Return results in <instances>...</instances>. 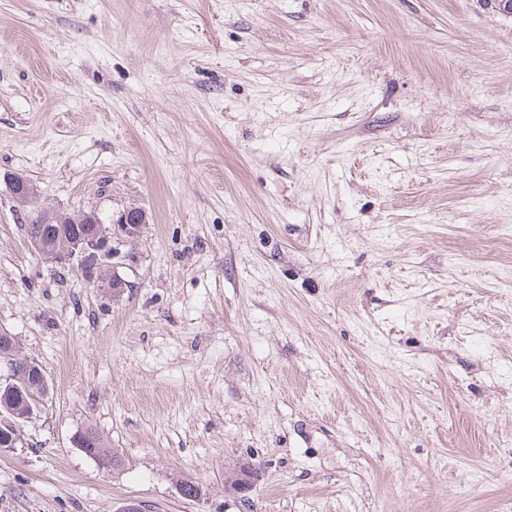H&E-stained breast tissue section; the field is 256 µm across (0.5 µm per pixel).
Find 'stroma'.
<instances>
[{
  "mask_svg": "<svg viewBox=\"0 0 512 512\" xmlns=\"http://www.w3.org/2000/svg\"><path fill=\"white\" fill-rule=\"evenodd\" d=\"M13 175L148 225L112 301L0 194V329L49 383L0 512H243L248 464L253 512H512L497 0H0ZM94 431L95 433V448H97L98 456L101 460H106L110 464L112 463V466H108V468L116 469L118 468L112 461L114 458L119 457L123 461L122 457L118 454L117 451L111 448H107L105 445L101 435L93 428H88ZM74 443L80 451L88 455L89 457L98 460L97 457L94 455L95 448H86L88 446V442L85 439V433L83 431H80L78 434H76L74 438ZM261 475L259 476L258 471H249L244 468L243 471H240L236 480H232V477L226 479L225 486L229 482L232 483V487L230 491L235 495L236 499L239 500L243 505H248L250 502V494L254 490L256 483L260 480Z\"/></svg>",
  "mask_w": 512,
  "mask_h": 512,
  "instance_id": "1",
  "label": "stroma"
}]
</instances>
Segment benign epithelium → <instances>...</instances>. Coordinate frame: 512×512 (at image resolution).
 <instances>
[{"mask_svg":"<svg viewBox=\"0 0 512 512\" xmlns=\"http://www.w3.org/2000/svg\"><path fill=\"white\" fill-rule=\"evenodd\" d=\"M6 187L10 199L20 210L37 202V188L26 178L9 177ZM37 217L41 224L55 225V233L48 237L38 229L28 232L32 246L46 264L75 271L101 295L114 301L120 299L127 284L116 269L115 259L121 254L120 247L140 237L148 224L142 208L130 206L108 223L95 210L73 214L66 209L49 206L38 209ZM72 224L83 225V230H70ZM12 339L9 333L0 331V360L9 369L7 375L0 377V392L23 396L26 410L20 414L10 405L1 406L0 427L16 438L19 421L32 413L34 396L40 392L31 384L29 376L33 371L41 376L44 372L33 361L22 360L15 355ZM259 480V472L245 468L238 474L230 491L240 503L247 505Z\"/></svg>","mask_w":512,"mask_h":512,"instance_id":"benign-epithelium-1","label":"benign epithelium"}]
</instances>
